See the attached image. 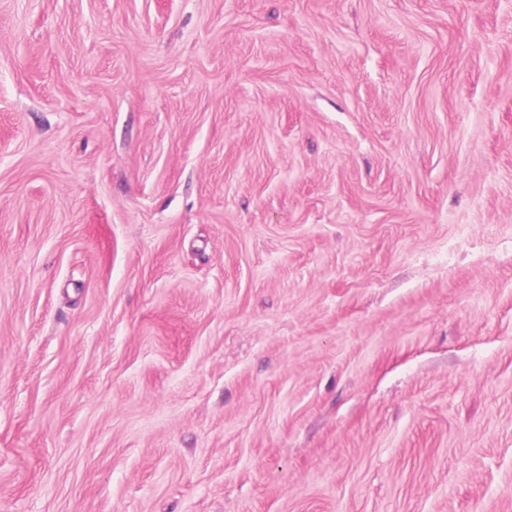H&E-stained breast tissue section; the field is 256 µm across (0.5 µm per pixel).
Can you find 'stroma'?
Returning a JSON list of instances; mask_svg holds the SVG:
<instances>
[{"label":"stroma","instance_id":"35a3bbf8","mask_svg":"<svg viewBox=\"0 0 512 512\" xmlns=\"http://www.w3.org/2000/svg\"><path fill=\"white\" fill-rule=\"evenodd\" d=\"M0 512H512V0H0Z\"/></svg>","mask_w":512,"mask_h":512}]
</instances>
